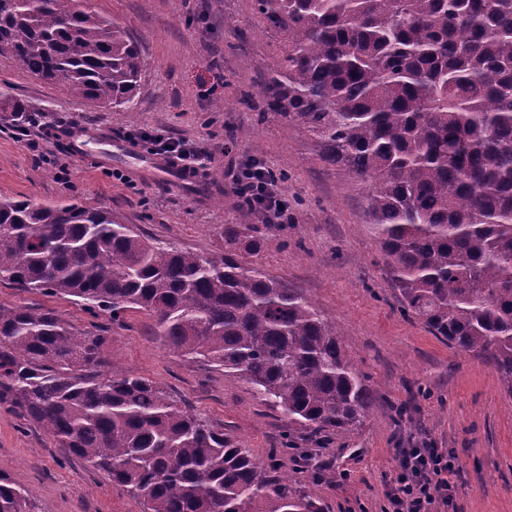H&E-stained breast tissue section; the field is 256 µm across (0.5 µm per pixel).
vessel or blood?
<instances>
[{"label": "vessel or blood", "mask_w": 512, "mask_h": 512, "mask_svg": "<svg viewBox=\"0 0 512 512\" xmlns=\"http://www.w3.org/2000/svg\"><path fill=\"white\" fill-rule=\"evenodd\" d=\"M71 151L80 156H91L103 164L122 167L136 166L146 174H160L166 169L164 163L141 155L129 143L101 136L90 130L73 129L65 138Z\"/></svg>", "instance_id": "1"}]
</instances>
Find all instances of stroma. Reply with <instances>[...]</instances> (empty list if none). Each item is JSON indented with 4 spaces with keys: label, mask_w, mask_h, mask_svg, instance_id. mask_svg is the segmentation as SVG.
<instances>
[{
    "label": "stroma",
    "mask_w": 512,
    "mask_h": 512,
    "mask_svg": "<svg viewBox=\"0 0 512 512\" xmlns=\"http://www.w3.org/2000/svg\"><path fill=\"white\" fill-rule=\"evenodd\" d=\"M118 24L142 54L130 105L69 97L61 86L0 55V197L46 202L75 198L121 214L151 243L212 255L224 227L239 223L235 179L246 168L281 174L289 221L272 226L254 264L303 293L346 333V350L375 395L363 427L327 435L322 445L296 431L319 479L283 465L322 512H387L398 449L431 445L461 461L454 512H512V400L481 361L456 351L405 313L387 272L369 211L372 183L322 160L314 139L267 109L263 86L280 53L255 0H88ZM223 109H214L215 101ZM40 112L44 143L66 171L44 163L10 128L15 111ZM83 123L112 136L164 130L209 152L196 191L171 177L131 174L69 151L62 139ZM0 306L56 311L73 331L105 337L103 358L168 390L182 405L224 428L258 459L279 447L288 420L244 380L200 359L173 354L151 315L91 312L70 297L22 291L0 281ZM406 408L398 417V408ZM0 467L40 512H142L137 499L58 447L36 424L0 408Z\"/></svg>",
    "instance_id": "35a3bbf8"
}]
</instances>
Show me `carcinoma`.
<instances>
[{
	"instance_id": "carcinoma-1",
	"label": "carcinoma",
	"mask_w": 512,
	"mask_h": 512,
	"mask_svg": "<svg viewBox=\"0 0 512 512\" xmlns=\"http://www.w3.org/2000/svg\"><path fill=\"white\" fill-rule=\"evenodd\" d=\"M282 51L268 108L369 198L404 312L495 373L512 399V0H255ZM0 53L73 97L125 105L141 54L80 0H0ZM224 225V253L146 242L110 209L0 198V280L117 316H153L169 348L240 378L310 437L374 401L345 333L250 265L263 237ZM103 337L51 310L0 307V407L104 472L143 512H321L267 460L156 383L103 369ZM0 512H37L0 467Z\"/></svg>"
}]
</instances>
